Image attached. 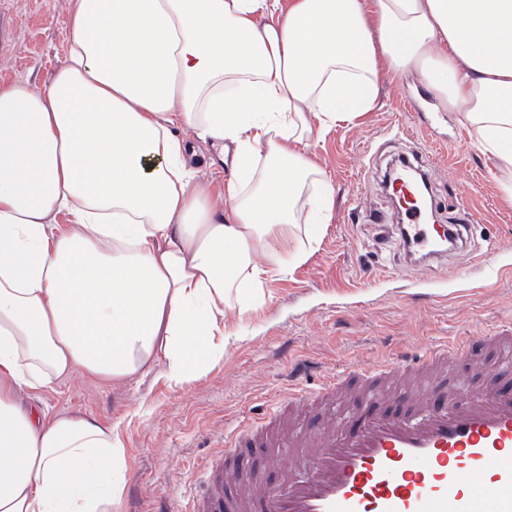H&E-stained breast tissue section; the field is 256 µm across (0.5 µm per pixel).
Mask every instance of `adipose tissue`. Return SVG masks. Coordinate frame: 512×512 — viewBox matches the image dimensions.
<instances>
[{"label":"adipose tissue","instance_id":"adipose-tissue-1","mask_svg":"<svg viewBox=\"0 0 512 512\" xmlns=\"http://www.w3.org/2000/svg\"><path fill=\"white\" fill-rule=\"evenodd\" d=\"M69 31L41 90L0 84V512H113L116 427L18 390L221 363L226 303L260 302L304 256L290 226L328 221L310 142L371 111L383 72L512 174V0H69Z\"/></svg>","mask_w":512,"mask_h":512}]
</instances>
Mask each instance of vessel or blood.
<instances>
[{
  "label": "vessel or blood",
  "instance_id": "obj_1",
  "mask_svg": "<svg viewBox=\"0 0 512 512\" xmlns=\"http://www.w3.org/2000/svg\"><path fill=\"white\" fill-rule=\"evenodd\" d=\"M410 167L421 160L390 174L402 245L438 259L442 227L416 205ZM479 340L497 362L452 340L278 396L225 435L183 512H512V329ZM449 370L454 386L437 385ZM248 451L260 468L244 464Z\"/></svg>",
  "mask_w": 512,
  "mask_h": 512
}]
</instances>
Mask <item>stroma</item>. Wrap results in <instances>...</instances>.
Masks as SVG:
<instances>
[{"label": "stroma", "instance_id": "stroma-1", "mask_svg": "<svg viewBox=\"0 0 512 512\" xmlns=\"http://www.w3.org/2000/svg\"><path fill=\"white\" fill-rule=\"evenodd\" d=\"M68 8V0H0V84L39 87L64 63ZM433 98L412 77L386 72L372 112L311 143L333 188L331 218L312 240L295 227L305 257L265 283L259 305L225 310L238 333L225 338L223 361L206 375L176 386L159 364L123 384L77 374L21 393L51 415L118 424L126 485L117 512H179L225 431L266 412L296 383L312 389L350 362L512 322V200L457 113L427 108ZM431 139L450 146L428 168L438 220L448 221L462 200L476 218L467 248L421 266L406 261L401 215L378 182L392 158L415 155Z\"/></svg>", "mask_w": 512, "mask_h": 512}]
</instances>
